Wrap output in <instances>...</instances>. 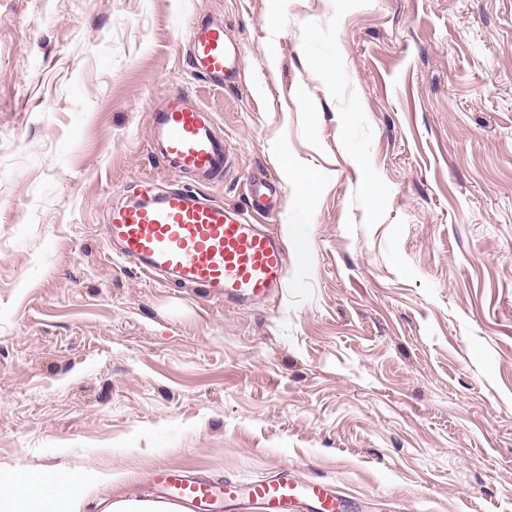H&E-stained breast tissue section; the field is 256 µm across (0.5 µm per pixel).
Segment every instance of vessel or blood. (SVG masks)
I'll use <instances>...</instances> for the list:
<instances>
[{
    "label": "vessel or blood",
    "instance_id": "b4317fda",
    "mask_svg": "<svg viewBox=\"0 0 512 512\" xmlns=\"http://www.w3.org/2000/svg\"><path fill=\"white\" fill-rule=\"evenodd\" d=\"M191 66L221 86L238 75L243 55L223 24L192 26L188 34ZM180 177L214 180L229 167L230 146L216 130L213 117L181 89L168 92L155 112L148 139ZM250 209L216 204L187 187L144 192L138 201L113 208L109 240L122 261L146 275L161 274L178 284L204 289L209 300L253 305L270 301L283 284L284 254L277 237L258 222L260 187H253ZM163 497L197 512L204 504L247 497L262 512H288L300 499L314 501L320 512L341 505L323 482L302 484L281 477L242 484H214L183 475L166 476Z\"/></svg>",
    "mask_w": 512,
    "mask_h": 512
}]
</instances>
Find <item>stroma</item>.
Instances as JSON below:
<instances>
[{
	"label": "stroma",
	"mask_w": 512,
	"mask_h": 512,
	"mask_svg": "<svg viewBox=\"0 0 512 512\" xmlns=\"http://www.w3.org/2000/svg\"><path fill=\"white\" fill-rule=\"evenodd\" d=\"M0 0V471H288L345 512H512V0ZM240 44L195 76L193 23ZM184 88L264 177L284 286L251 306L120 261ZM367 161L366 171L352 163ZM311 170L301 194L288 167Z\"/></svg>",
	"instance_id": "stroma-1"
}]
</instances>
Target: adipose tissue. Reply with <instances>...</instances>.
Instances as JSON below:
<instances>
[{
  "label": "adipose tissue",
  "instance_id": "adipose-tissue-1",
  "mask_svg": "<svg viewBox=\"0 0 512 512\" xmlns=\"http://www.w3.org/2000/svg\"><path fill=\"white\" fill-rule=\"evenodd\" d=\"M114 480L111 470L95 464L1 474L0 512H180L159 498L99 497Z\"/></svg>",
  "mask_w": 512,
  "mask_h": 512
}]
</instances>
